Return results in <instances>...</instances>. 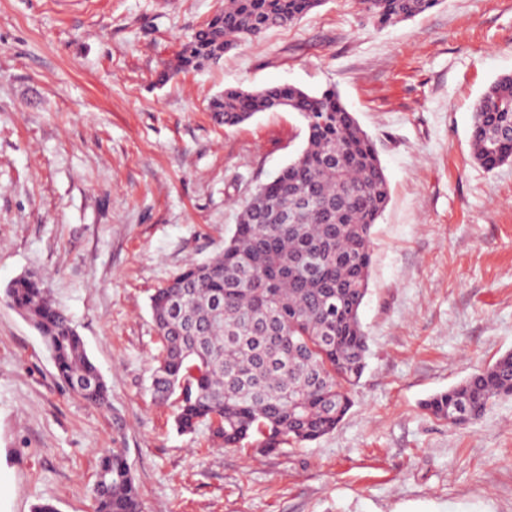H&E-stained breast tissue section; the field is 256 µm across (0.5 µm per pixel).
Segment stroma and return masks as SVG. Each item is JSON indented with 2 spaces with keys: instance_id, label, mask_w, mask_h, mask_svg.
I'll return each instance as SVG.
<instances>
[{
  "instance_id": "obj_1",
  "label": "stroma",
  "mask_w": 512,
  "mask_h": 512,
  "mask_svg": "<svg viewBox=\"0 0 512 512\" xmlns=\"http://www.w3.org/2000/svg\"><path fill=\"white\" fill-rule=\"evenodd\" d=\"M224 0H0V293L43 276L109 389L61 382L0 296V512H94L121 449L143 512H512V398L466 429L421 407L512 352V160L473 157L476 104L512 74V0L379 23L324 0L215 65L160 75ZM332 89L390 201L373 228L368 366L331 434L263 454L179 434L151 393L154 289L221 252L255 186L302 150L297 113L227 128L230 87Z\"/></svg>"
}]
</instances>
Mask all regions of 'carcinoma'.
Segmentation results:
<instances>
[{
    "instance_id": "cac0c4a2",
    "label": "carcinoma",
    "mask_w": 512,
    "mask_h": 512,
    "mask_svg": "<svg viewBox=\"0 0 512 512\" xmlns=\"http://www.w3.org/2000/svg\"><path fill=\"white\" fill-rule=\"evenodd\" d=\"M436 0H361L385 22L423 13ZM322 0H224L177 55L176 70L216 62L238 42L286 27ZM288 108L306 123L296 159L254 189L224 251L189 265L150 295L161 343L154 398L174 400L182 433L204 425L226 448L245 443L270 453L331 433L354 405L352 390L367 366L369 336L360 310L369 293L372 230L389 202L378 153L338 95L292 86L228 88L211 102L215 122L236 127L258 112ZM471 146L493 169L512 159V74L494 81L477 104ZM7 303L43 337L59 379L102 408L109 388L86 353L69 314L42 280L20 276ZM512 397V352L424 403L452 427L479 420ZM95 512H142L119 448L101 460Z\"/></svg>"
}]
</instances>
